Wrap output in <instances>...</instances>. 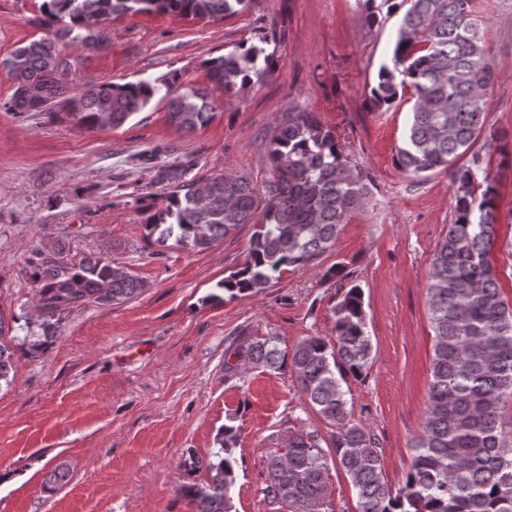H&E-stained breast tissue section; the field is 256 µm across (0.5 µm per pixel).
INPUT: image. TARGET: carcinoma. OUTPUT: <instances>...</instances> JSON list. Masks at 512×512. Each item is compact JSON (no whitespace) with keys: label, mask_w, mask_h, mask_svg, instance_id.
Returning <instances> with one entry per match:
<instances>
[{"label":"carcinoma","mask_w":512,"mask_h":512,"mask_svg":"<svg viewBox=\"0 0 512 512\" xmlns=\"http://www.w3.org/2000/svg\"><path fill=\"white\" fill-rule=\"evenodd\" d=\"M405 5L391 58L380 65L369 106L379 110L412 90L411 112L396 166L415 177L437 169L449 172L454 219L434 255L427 283L434 333L428 405L414 439V459L397 489L382 476V449L375 434L351 420L348 379L365 375L371 364L361 288L354 285L337 305L334 343L319 336L292 350L280 339L245 335L233 352L245 369L289 371L311 406L334 428L293 432L288 444L266 458L264 499L290 512H335L326 496L329 464L350 478L358 512H512V427L503 422L512 400V310L501 298L490 253L499 223L494 179L477 157L457 161L474 146L487 119L485 91L494 69L485 49L484 22L472 0H381ZM247 0H44L43 24L70 46H103L99 24L113 16L168 12L196 18H227ZM274 53L264 46L233 49L208 62L209 78L227 92L270 74ZM12 93L10 112L64 111L88 130L120 127L143 111L165 88L168 119L193 131L213 118L207 94L173 83H112L87 80L71 94L76 70L54 41L39 39L15 49L5 61ZM266 164L271 177L257 188L246 177L186 176L197 161L185 156L162 168L156 181L169 186L166 204L145 202V238L164 245L173 238L184 248L206 250L252 224L243 265L218 282L233 299L269 287L285 266H305L331 249L341 226L364 210L373 195L370 174L354 163L336 133L313 112L293 107L276 119L268 136ZM43 321L41 345L56 337L57 314L92 303H122L141 295L146 283L124 267L90 254L77 263L41 257L32 264ZM0 315V385L10 384L14 351L5 340ZM236 365V366H238ZM236 366L227 362L231 373ZM240 428L227 417L221 448L205 462L182 463L187 476L206 470L204 482H183L177 494L195 512H237L234 487L240 467L234 454Z\"/></svg>","instance_id":"obj_1"}]
</instances>
